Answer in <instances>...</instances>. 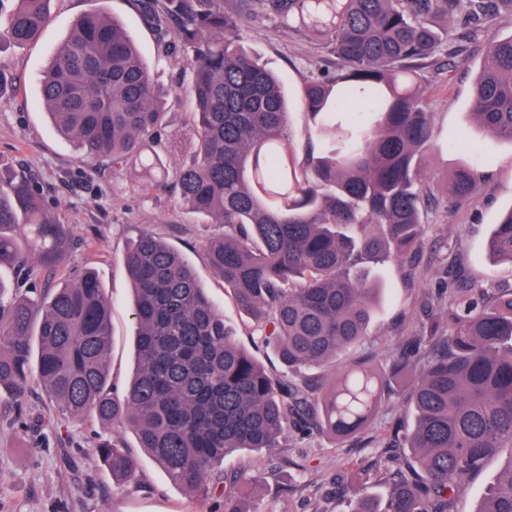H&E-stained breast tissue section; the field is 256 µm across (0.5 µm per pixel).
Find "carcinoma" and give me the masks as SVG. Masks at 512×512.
<instances>
[{
  "label": "carcinoma",
  "instance_id": "cac0c4a2",
  "mask_svg": "<svg viewBox=\"0 0 512 512\" xmlns=\"http://www.w3.org/2000/svg\"><path fill=\"white\" fill-rule=\"evenodd\" d=\"M0 39L22 46L49 22V0H13ZM160 31L172 26L191 72L198 138L169 169L159 149L176 136L160 124L162 94L141 52L113 18L90 12L73 25L40 77L41 103L81 158L132 167L172 183L179 202L224 234L206 245L211 267L252 321L258 343L293 371L336 359L366 336L383 289L371 265H415L432 193L420 158L439 150L420 93L448 38L478 37L512 0H137ZM323 38L336 70L302 96L318 142L298 145L280 78L241 44L257 14ZM363 121L344 128L337 112ZM470 111L487 135L512 143V35L488 43ZM481 172L457 170L447 202L466 204ZM0 391L21 395L36 376L74 419L122 422L169 481L224 492L242 512V451L278 448L287 433L360 429L393 381L410 378L414 416L393 421L383 498L359 494L352 512H457L467 482L512 449V288L492 291L462 268L456 295L427 292L426 319L386 373L359 369L332 385L278 377L241 347L224 313L183 257L149 233L127 248L136 371L113 392L108 354L112 304L96 274L57 288L36 283L67 260L71 225L22 173L0 169ZM512 264V210L487 241ZM97 453L125 483L137 462L118 439ZM476 512H512V460Z\"/></svg>",
  "mask_w": 512,
  "mask_h": 512
}]
</instances>
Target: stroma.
<instances>
[{"mask_svg":"<svg viewBox=\"0 0 512 512\" xmlns=\"http://www.w3.org/2000/svg\"><path fill=\"white\" fill-rule=\"evenodd\" d=\"M50 11L51 22L37 42L0 47V72L5 75L0 86V164L30 176L47 205L63 223L72 225L69 260L60 277H68L75 266L92 268L110 299L113 389L124 390L134 369L135 324L123 255L144 232L181 254L223 311L238 344L259 361H267L269 351L255 347L248 320L208 262L204 244L221 234L222 226L203 223L177 204L170 189L156 187L132 169L80 162L73 144L57 135L40 103L39 77L75 20L89 12L105 14L119 21L140 46L164 92L165 131L177 135L186 153L194 144L195 128L188 94L191 75L183 56L167 52L135 0H51ZM244 45L280 75L295 138L307 142L314 128L300 110L303 89L318 69L334 67L335 58L312 33L283 29L266 17L250 22ZM485 46L481 37L450 41L449 50L460 60L455 74L436 76L425 94L449 145L423 157L421 167L437 192L447 173L475 161L483 177L474 198L458 209L442 204L429 209L418 266L390 263L374 272L386 294L368 336L336 365L305 367L301 376L329 382L359 363L386 370L392 356L408 345L414 321L423 317L419 303L424 289L444 285L442 271L451 261L461 262L471 276L489 286L512 284V265L496 261L486 249L495 225L512 207V143L483 133L469 108ZM461 135L477 144L476 156L456 148L454 141ZM407 389V383L395 385L369 422L349 439L292 435L275 451H246L228 458L225 468L243 467L252 476L244 498L247 512H350L351 496L336 483L349 470L360 472L361 489L384 494L378 474L382 439L386 426L401 413ZM115 436L139 462L137 483L117 486L96 452L99 441ZM0 512H224V497L174 486L130 431L112 423L71 419L33 379L21 400L0 397Z\"/></svg>","mask_w":512,"mask_h":512,"instance_id":"obj_1","label":"stroma"}]
</instances>
